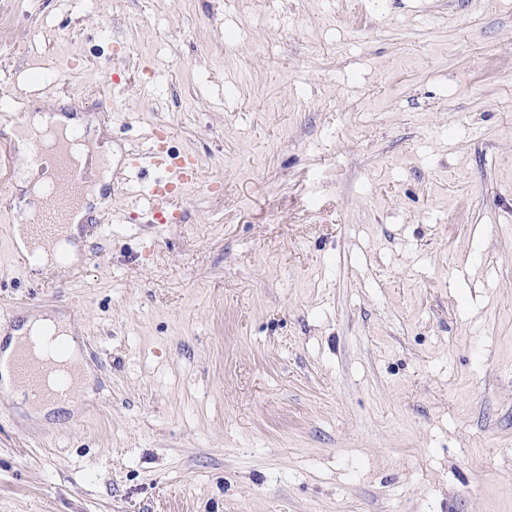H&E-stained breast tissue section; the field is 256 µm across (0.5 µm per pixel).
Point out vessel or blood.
Instances as JSON below:
<instances>
[{
	"mask_svg": "<svg viewBox=\"0 0 512 512\" xmlns=\"http://www.w3.org/2000/svg\"><path fill=\"white\" fill-rule=\"evenodd\" d=\"M81 131L54 133L52 138L40 136L30 140L29 157L32 166L43 171L47 178L45 206L36 222L30 225L31 236L49 242L63 235L78 210L93 173L76 161V140L82 139ZM147 157L161 173L159 179L144 183L142 194L151 200L173 203L182 197L198 177V164L194 157L175 154L164 148L151 147ZM69 340L66 326H58L47 348L21 346L13 360L17 381L26 396L36 405H58L71 401L76 393L77 375L74 370L57 374L48 365Z\"/></svg>",
	"mask_w": 512,
	"mask_h": 512,
	"instance_id": "1",
	"label": "vessel or blood"
}]
</instances>
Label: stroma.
<instances>
[{
	"instance_id": "stroma-1",
	"label": "stroma",
	"mask_w": 512,
	"mask_h": 512,
	"mask_svg": "<svg viewBox=\"0 0 512 512\" xmlns=\"http://www.w3.org/2000/svg\"><path fill=\"white\" fill-rule=\"evenodd\" d=\"M15 115L118 177L77 258L0 260L92 370L0 396V512H512V0H0ZM191 153L178 222L119 180Z\"/></svg>"
}]
</instances>
